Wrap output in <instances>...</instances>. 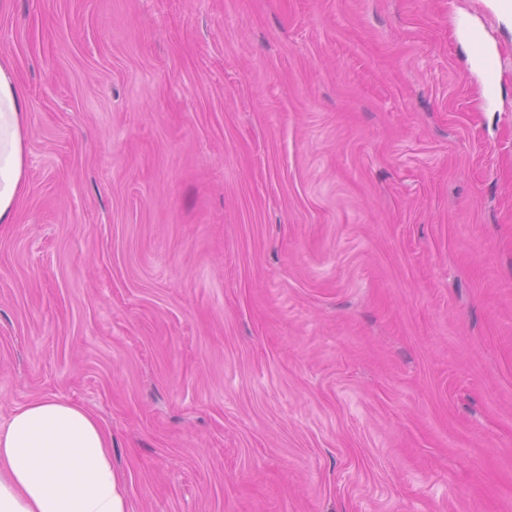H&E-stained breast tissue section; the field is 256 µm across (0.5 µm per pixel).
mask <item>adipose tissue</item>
Instances as JSON below:
<instances>
[{"instance_id":"obj_1","label":"adipose tissue","mask_w":512,"mask_h":512,"mask_svg":"<svg viewBox=\"0 0 512 512\" xmlns=\"http://www.w3.org/2000/svg\"><path fill=\"white\" fill-rule=\"evenodd\" d=\"M29 102L0 62V224L13 223L24 188ZM0 512H129L97 416L58 396L17 407L0 426Z\"/></svg>"}]
</instances>
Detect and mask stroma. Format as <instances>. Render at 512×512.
<instances>
[{
  "label": "stroma",
  "mask_w": 512,
  "mask_h": 512,
  "mask_svg": "<svg viewBox=\"0 0 512 512\" xmlns=\"http://www.w3.org/2000/svg\"><path fill=\"white\" fill-rule=\"evenodd\" d=\"M0 61L1 424L93 411L130 512H512L494 0H9ZM29 102L16 75L0 61V224H12L24 188Z\"/></svg>",
  "instance_id": "1"
}]
</instances>
